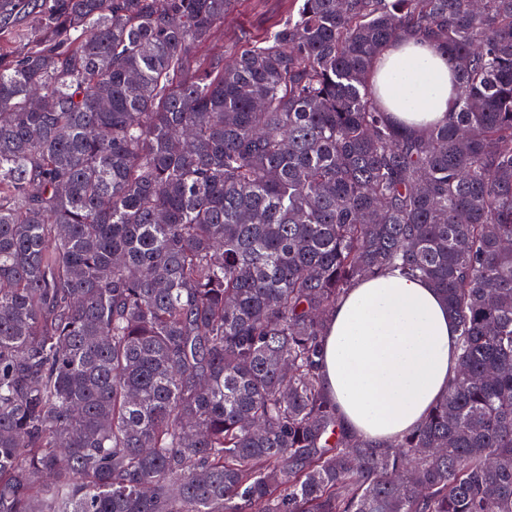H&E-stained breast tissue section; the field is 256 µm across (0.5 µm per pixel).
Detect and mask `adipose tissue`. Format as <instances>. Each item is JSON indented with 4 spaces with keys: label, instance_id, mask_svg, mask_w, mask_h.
Returning <instances> with one entry per match:
<instances>
[{
    "label": "adipose tissue",
    "instance_id": "ef3b65f1",
    "mask_svg": "<svg viewBox=\"0 0 512 512\" xmlns=\"http://www.w3.org/2000/svg\"><path fill=\"white\" fill-rule=\"evenodd\" d=\"M373 80L381 105L413 130L445 120L454 106L446 56L425 43L389 46ZM457 338L430 282L389 273L360 280L323 338V381L344 427L388 444L420 425L457 371Z\"/></svg>",
    "mask_w": 512,
    "mask_h": 512
}]
</instances>
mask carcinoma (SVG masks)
<instances>
[{
  "mask_svg": "<svg viewBox=\"0 0 512 512\" xmlns=\"http://www.w3.org/2000/svg\"><path fill=\"white\" fill-rule=\"evenodd\" d=\"M0 0V512H512V0ZM421 37L456 107L372 78ZM431 282L458 370L414 432L350 434L336 302ZM289 0H235L230 13L224 16V28L219 29L214 40L197 51L206 58L222 53L232 42L238 46L245 40L260 37L270 26L288 15L292 8ZM373 80L381 105L411 130L441 122L453 109L452 70L434 46L415 41L389 46L376 62Z\"/></svg>",
  "mask_w": 512,
  "mask_h": 512,
  "instance_id": "cac0c4a2",
  "label": "carcinoma"
}]
</instances>
